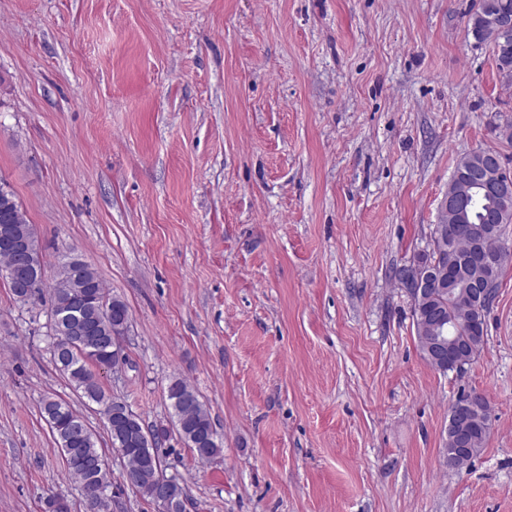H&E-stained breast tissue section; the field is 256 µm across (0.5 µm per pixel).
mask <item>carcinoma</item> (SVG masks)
Returning a JSON list of instances; mask_svg holds the SVG:
<instances>
[{"instance_id": "cac0c4a2", "label": "carcinoma", "mask_w": 512, "mask_h": 512, "mask_svg": "<svg viewBox=\"0 0 512 512\" xmlns=\"http://www.w3.org/2000/svg\"><path fill=\"white\" fill-rule=\"evenodd\" d=\"M507 10L512 13V0H473L467 13L466 32L478 45L491 48L496 69L506 64L512 68V41L504 42L495 28L484 21V17ZM498 211L505 215L503 226L512 224V194L498 200L482 197L471 205L472 227L485 223L487 213ZM453 221L442 214L435 225L431 238L433 246L414 257L432 281L448 280V251H453L457 263H466L476 251V238L459 233L448 238V226ZM30 227L26 212L16 200L9 185L0 179V268L15 260L14 254L3 246L7 231H20ZM412 302V319L420 351H426L428 342L435 336L436 326H443L445 341L450 344L472 341L481 347L487 335L486 314L488 309L470 308L465 301L448 294V289L432 286L421 292H413L404 285ZM15 302L35 306L44 293L50 295L47 312L50 352L59 372L81 397L100 408L107 427L111 447L123 449L124 470L138 473V481L131 490L152 503L155 499V480L158 473L166 472L167 465L158 446L170 437L168 427L148 425L137 419V430L150 437L152 446L144 447L135 438H120L112 417V409L124 402L119 396L106 392L94 372L97 365L118 360L121 348L114 347L112 332L121 320H130L127 304L111 295L96 269L85 260L74 261L65 255L58 264L53 283L30 276L29 288L19 290L9 286ZM167 398L173 410L174 430L179 439L201 461H212L222 452L210 413L198 391L184 379L174 377L167 386ZM40 412L48 423L59 447L62 461L71 477L83 489L103 487L106 499L109 482L104 480L102 461L104 448L93 430L87 427L82 417L68 401L54 396L42 400ZM492 426L491 406H479L470 424L472 451L457 463V470L468 467L483 449ZM188 495L184 482L177 481L174 495L167 512H185Z\"/></svg>"}]
</instances>
